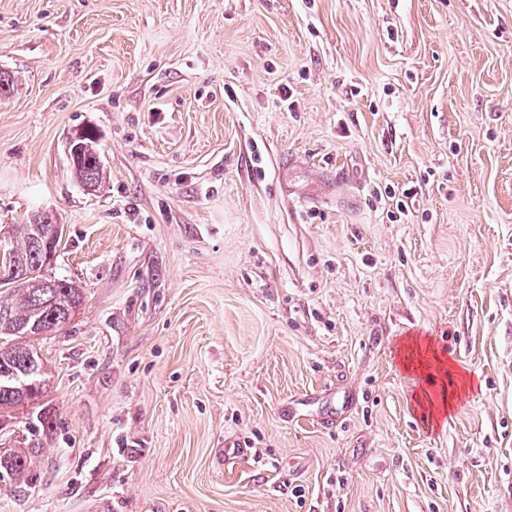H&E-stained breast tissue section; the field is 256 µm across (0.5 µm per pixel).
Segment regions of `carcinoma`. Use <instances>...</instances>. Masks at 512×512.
Returning a JSON list of instances; mask_svg holds the SVG:
<instances>
[{
    "mask_svg": "<svg viewBox=\"0 0 512 512\" xmlns=\"http://www.w3.org/2000/svg\"><path fill=\"white\" fill-rule=\"evenodd\" d=\"M79 161L71 166L75 180L101 188L107 167L99 137L91 128L72 132ZM49 216L31 212L23 224L10 225V249L22 266L0 275V414L36 403L47 391L44 361L37 351L32 325L48 336L62 330L84 303L83 288L71 279L48 274L61 238L50 232ZM31 465L30 455L17 449L0 457V479L21 480Z\"/></svg>",
    "mask_w": 512,
    "mask_h": 512,
    "instance_id": "cac0c4a2",
    "label": "carcinoma"
}]
</instances>
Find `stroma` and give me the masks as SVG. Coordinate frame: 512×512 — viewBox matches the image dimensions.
Listing matches in <instances>:
<instances>
[{
	"label": "stroma",
	"instance_id": "1",
	"mask_svg": "<svg viewBox=\"0 0 512 512\" xmlns=\"http://www.w3.org/2000/svg\"><path fill=\"white\" fill-rule=\"evenodd\" d=\"M0 70L85 293L0 512H512V0H0ZM70 135L80 149L79 161L71 166L73 177L80 184L90 183L94 190L101 188L106 182L107 167L102 160L98 134L92 128H79ZM431 353L430 348L427 346L423 348V345L420 342H413L406 347V355L404 356V365L408 369H422L427 367L430 364V361L433 359L438 363V366L443 369L444 363L437 355L434 353L432 356H428Z\"/></svg>",
	"mask_w": 512,
	"mask_h": 512
}]
</instances>
